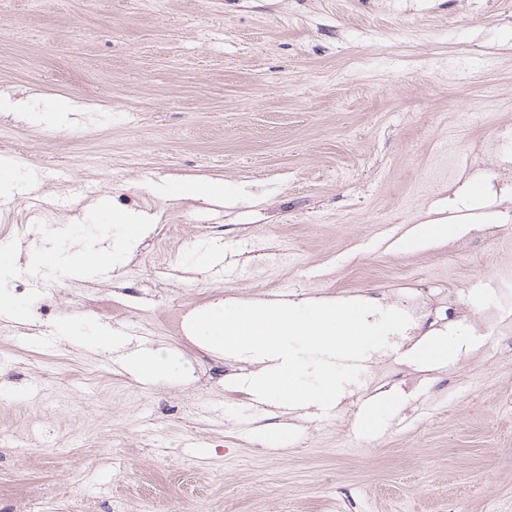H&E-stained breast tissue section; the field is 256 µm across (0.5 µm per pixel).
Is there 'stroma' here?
<instances>
[{"mask_svg": "<svg viewBox=\"0 0 512 512\" xmlns=\"http://www.w3.org/2000/svg\"><path fill=\"white\" fill-rule=\"evenodd\" d=\"M0 512H512V323L487 228L512 232V0H0ZM73 111L58 112L57 101ZM224 185L178 197L179 178ZM127 225L100 224L87 191ZM450 224L381 248L390 224ZM112 253L79 276V249ZM223 252L236 275L210 270ZM329 411L262 412L253 370L187 330L277 297L401 308ZM153 336L167 372L103 338ZM28 334L18 342L19 331ZM446 339L439 364L410 355ZM292 428L281 431V422ZM151 350L149 338L140 336L129 346L112 347V362L129 372H141L142 363Z\"/></svg>", "mask_w": 512, "mask_h": 512, "instance_id": "1", "label": "stroma"}]
</instances>
